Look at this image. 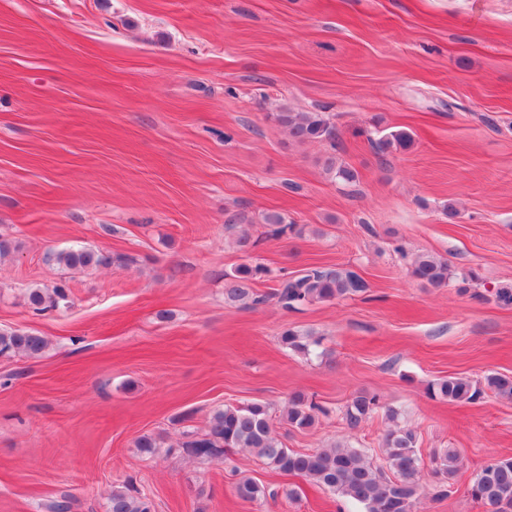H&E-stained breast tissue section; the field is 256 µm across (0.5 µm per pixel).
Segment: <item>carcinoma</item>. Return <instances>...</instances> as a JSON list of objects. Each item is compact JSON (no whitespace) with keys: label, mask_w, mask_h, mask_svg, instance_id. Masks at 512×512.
Masks as SVG:
<instances>
[{"label":"carcinoma","mask_w":512,"mask_h":512,"mask_svg":"<svg viewBox=\"0 0 512 512\" xmlns=\"http://www.w3.org/2000/svg\"><path fill=\"white\" fill-rule=\"evenodd\" d=\"M275 120L288 129L298 141L320 140L336 149V129L319 112H291L283 109ZM411 142L410 134L392 132L378 139V151L385 154L393 148H405ZM328 175L352 182L354 170L336 165V155L324 160ZM263 223L273 227V234L283 235L291 225L278 212L264 215ZM58 266L73 271H88L100 266L117 264L127 266L133 259L123 255H110L100 249L73 248L51 255ZM263 272L258 265L242 264L224 287V300L229 304H258L252 282ZM411 273L418 280L435 288L448 286V261L428 253L412 258ZM367 282L349 268L311 267L298 275L279 280L274 297L285 309L318 302H331L350 298L366 291ZM28 303L35 310L68 307V295L61 286L51 290L29 289ZM282 345L294 351L308 350L309 343L292 329L281 333ZM47 339L24 329H0V355L23 353L31 358L40 357L48 348ZM486 388L505 400H512V377L497 373L485 377ZM428 394L436 399L456 404H470L479 400L483 388L465 377L448 376L431 382ZM379 400L374 395L358 393L347 403L345 418L350 429L378 412ZM322 408L303 392H295L281 412L280 420L296 429L315 426ZM135 447L145 455L153 456L162 447L161 438L143 434L135 440ZM383 447L387 470L375 466L368 456L355 448L332 446L311 452H298L280 442L274 432L270 407L263 402L224 405L212 411L207 430L202 434L183 433L181 448L189 457L199 461L220 459L224 454L242 449L251 452L271 470L302 478L341 497L350 499L364 508V512H414L421 495L420 472L422 458L418 453V437L414 430L390 429L384 436ZM436 474L442 476L437 495H448L455 480L461 457L455 448H443L434 454ZM237 496L247 502H262L275 498L278 492L244 477L235 486ZM468 496L484 505H496L499 512H512V457L494 458L472 475L467 487ZM105 512H152L147 497L134 492L129 486H115L105 506Z\"/></svg>","instance_id":"obj_1"}]
</instances>
